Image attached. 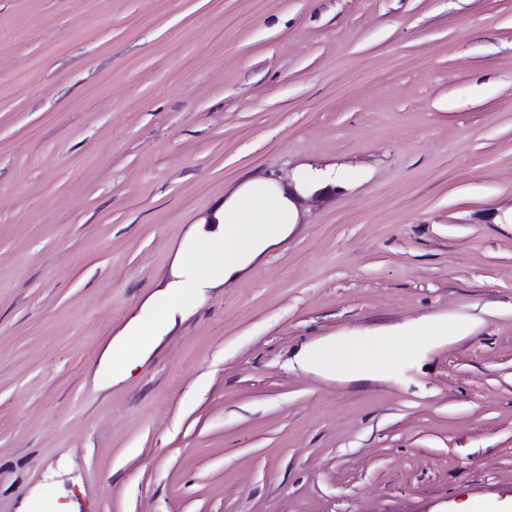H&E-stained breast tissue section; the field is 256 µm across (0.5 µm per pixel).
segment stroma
Instances as JSON below:
<instances>
[{"label":"stroma","mask_w":512,"mask_h":512,"mask_svg":"<svg viewBox=\"0 0 512 512\" xmlns=\"http://www.w3.org/2000/svg\"><path fill=\"white\" fill-rule=\"evenodd\" d=\"M257 177L287 237L103 380ZM433 316L472 330L380 380L296 361ZM472 498L512 501V0H0V512Z\"/></svg>","instance_id":"35a3bbf8"}]
</instances>
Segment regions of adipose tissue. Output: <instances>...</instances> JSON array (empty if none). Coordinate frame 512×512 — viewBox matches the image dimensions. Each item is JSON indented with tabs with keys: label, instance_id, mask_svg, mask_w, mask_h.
Returning a JSON list of instances; mask_svg holds the SVG:
<instances>
[{
	"label": "adipose tissue",
	"instance_id": "obj_1",
	"mask_svg": "<svg viewBox=\"0 0 512 512\" xmlns=\"http://www.w3.org/2000/svg\"><path fill=\"white\" fill-rule=\"evenodd\" d=\"M294 215L293 200L268 181L253 179L240 186L215 211V229L199 232L184 246L175 280L113 340L104 360L105 376L130 372L168 329L186 298L244 271L270 245L287 236ZM470 330L468 323L435 318L363 335L329 336L305 347L298 362L326 378L374 380L390 372L415 344H438L466 336Z\"/></svg>",
	"mask_w": 512,
	"mask_h": 512
}]
</instances>
